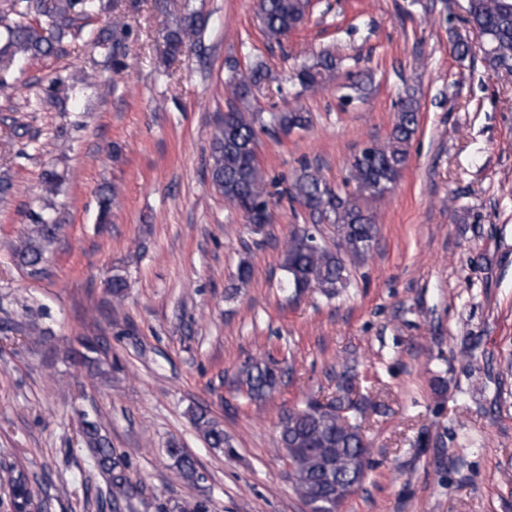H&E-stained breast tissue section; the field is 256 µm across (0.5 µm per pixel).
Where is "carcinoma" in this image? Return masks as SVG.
Returning a JSON list of instances; mask_svg holds the SVG:
<instances>
[{"mask_svg":"<svg viewBox=\"0 0 512 512\" xmlns=\"http://www.w3.org/2000/svg\"><path fill=\"white\" fill-rule=\"evenodd\" d=\"M100 8L96 0H13V20L4 24L0 62L14 64L21 58L49 55L61 37L77 29V21ZM311 10V0H257V19L268 39L277 44L302 25ZM470 24L483 37L482 51L504 67H512V0H469ZM206 25L202 11L185 0L172 25L165 29L166 58L174 59L197 41ZM335 58L322 52L303 63L295 78L304 90H316L330 81ZM266 79L260 65L247 76L231 74L227 86L235 105L219 116L212 134L209 178L224 201L242 212L251 230L258 233L269 221V193L255 157L257 127L264 126L261 113L249 111L253 91ZM419 103L408 93L398 105L397 119L387 142L364 148L354 156L350 181L355 192L333 190L319 172L304 167L296 176L291 194L316 223L334 226V247L319 243L306 228L294 229L285 244L283 270L286 285L299 297L311 288L331 299L348 282L347 262L365 258L377 241L378 225L370 203L384 196L400 176L407 160V146L418 126ZM270 123L288 133L310 122L301 109L272 112ZM61 225L35 216L33 223L12 249L16 262L32 277L46 273V254L56 241ZM112 302L121 304L127 295L124 276L112 275L108 283ZM246 398L261 402L281 382V371L265 361H247L240 369ZM363 413L354 398L353 385L337 388L330 400L310 399L280 420V448L291 464L295 493L312 504V512H339L343 502L361 486L369 466V446L358 418ZM192 423L208 447L222 451L232 447L222 424L193 412ZM79 432L91 452L92 468L105 487L96 489L97 508L114 502L128 505L143 489L127 474L126 457L112 448L101 424L82 414ZM166 454L180 477L195 487L204 480L194 459L173 439ZM0 485L8 489V508L13 512H37L44 492L27 470L14 462L0 463Z\"/></svg>","mask_w":512,"mask_h":512,"instance_id":"obj_1","label":"carcinoma"}]
</instances>
